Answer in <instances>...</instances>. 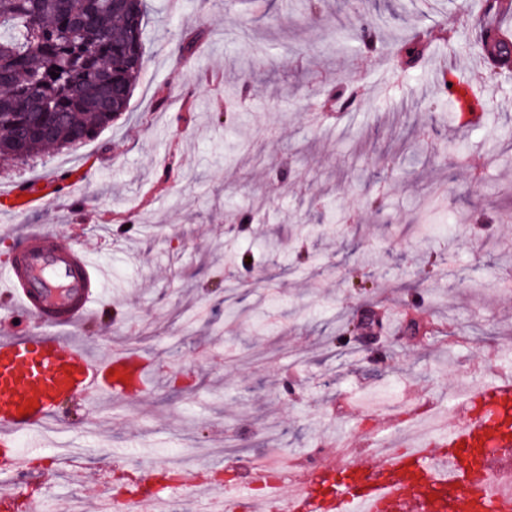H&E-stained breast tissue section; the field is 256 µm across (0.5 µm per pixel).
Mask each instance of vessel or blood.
Listing matches in <instances>:
<instances>
[{
    "mask_svg": "<svg viewBox=\"0 0 512 512\" xmlns=\"http://www.w3.org/2000/svg\"><path fill=\"white\" fill-rule=\"evenodd\" d=\"M0 290L14 318L29 322L86 318L109 279L79 244L43 241L29 234L6 271ZM142 361L126 351L96 357L58 337L10 336L0 339V446L10 447L16 433L39 435L65 400L94 401L101 395L123 397L139 390ZM512 446V382L493 381L472 388L457 421L403 448H375V477L354 460L336 464L332 490L317 496L315 476L284 485L269 469L255 467L251 483L269 486L259 501L240 495L232 512H446L441 496L451 487L466 491L470 476L460 462L459 445ZM480 498L512 512V481L487 475Z\"/></svg>",
    "mask_w": 512,
    "mask_h": 512,
    "instance_id": "vessel-or-blood-1",
    "label": "vessel or blood"
}]
</instances>
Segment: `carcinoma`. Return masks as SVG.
Here are the masks:
<instances>
[{
    "label": "carcinoma",
    "instance_id": "obj_1",
    "mask_svg": "<svg viewBox=\"0 0 512 512\" xmlns=\"http://www.w3.org/2000/svg\"><path fill=\"white\" fill-rule=\"evenodd\" d=\"M147 0H0V160L25 162L95 138L127 109L143 63ZM512 0H482L483 17ZM493 70L512 69V40L477 24ZM57 72L59 77L52 78ZM452 112L485 113L473 85L445 76Z\"/></svg>",
    "mask_w": 512,
    "mask_h": 512
}]
</instances>
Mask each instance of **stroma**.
Wrapping results in <instances>:
<instances>
[{
  "label": "stroma",
  "instance_id": "1",
  "mask_svg": "<svg viewBox=\"0 0 512 512\" xmlns=\"http://www.w3.org/2000/svg\"><path fill=\"white\" fill-rule=\"evenodd\" d=\"M477 0H149L142 70L126 112L94 139L0 162V192L64 176L74 192L16 216L0 209V269L34 230L109 271L98 311L64 341L142 354L148 391L101 397L42 438L17 434L32 492L94 512L89 487L128 498L143 464L167 512H203L198 468L243 486L287 449L312 469L341 448L364 465L377 442L454 416V388L512 373V71L490 72L468 16ZM456 23L458 50L418 33ZM380 28L366 54L359 27ZM490 109L457 129L442 71ZM253 96L216 123L240 74ZM358 83L340 111L339 85ZM385 196L378 210L371 201ZM247 212V231L229 230ZM261 257L225 292L228 257Z\"/></svg>",
  "mask_w": 512,
  "mask_h": 512
}]
</instances>
